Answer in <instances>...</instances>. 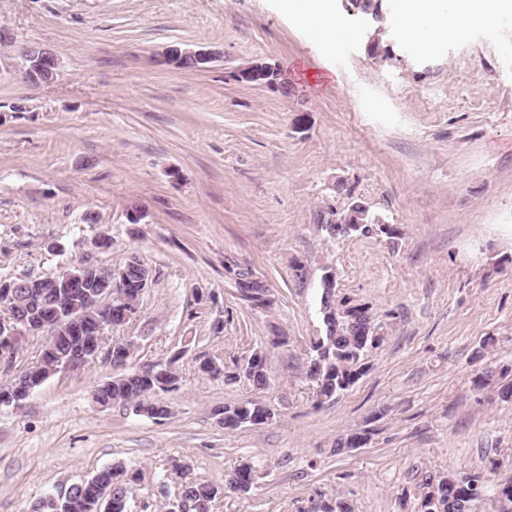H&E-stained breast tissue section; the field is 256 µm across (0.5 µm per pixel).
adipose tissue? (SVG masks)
Masks as SVG:
<instances>
[{"label":"adipose tissue","mask_w":512,"mask_h":512,"mask_svg":"<svg viewBox=\"0 0 512 512\" xmlns=\"http://www.w3.org/2000/svg\"><path fill=\"white\" fill-rule=\"evenodd\" d=\"M289 18L340 53L351 32L325 7L326 0H282ZM512 12V0H397L394 28L407 46L424 50L444 39L463 40L474 26L494 30L498 17Z\"/></svg>","instance_id":"1"}]
</instances>
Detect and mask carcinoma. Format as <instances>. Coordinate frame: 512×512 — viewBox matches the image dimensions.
<instances>
[{
  "instance_id": "obj_1",
  "label": "carcinoma",
  "mask_w": 512,
  "mask_h": 512,
  "mask_svg": "<svg viewBox=\"0 0 512 512\" xmlns=\"http://www.w3.org/2000/svg\"><path fill=\"white\" fill-rule=\"evenodd\" d=\"M351 3L362 14L382 22L381 0H351ZM350 212L345 209L332 214L333 220L323 219L321 229L327 236L340 239L342 235L328 230L331 225L337 226L351 222L357 226L355 236L371 238L376 236L379 225L372 223L367 216H358L349 219ZM77 276L82 271L73 268L52 276H32L30 282L39 285L41 300L32 314L52 324L56 336L51 344L42 346L38 359L27 368V372L40 382H45L59 366L61 360L67 358L74 351L82 348V342L74 337L67 328L64 315L69 311L83 314L85 323L82 335H97L99 318V303L89 294L85 285L63 287V280L67 275ZM240 295L248 305L253 308H266L263 298L264 290L261 286L251 287L241 281L237 282ZM326 310L330 315L338 316L344 320L340 312L349 308L362 316V322L369 324L372 330L368 334L351 332L340 326L336 329L324 326L323 335L312 341V355L306 367L307 377L315 383L316 405L335 400L342 393L352 387L367 371L368 353L377 348L373 342V330L380 329L371 308L365 304H357L349 297L339 293L337 288H331L326 295H320ZM249 358L260 360L259 366L247 383L256 389H265L271 383V371L267 348L254 349ZM199 371L212 378H223L227 381H238L232 371L212 359L200 363ZM178 377L171 365L164 367H145L117 375L109 381L101 383L103 392L112 404L133 410L137 414H144L157 422H161L170 415L169 406L158 399V396L176 389ZM216 422L224 429H238L241 427H257L273 421L275 413L263 403L256 400H246L236 404L220 407L214 412ZM360 436L370 437L362 430L360 432H347L338 438L330 452L336 455L348 452L354 448L351 443H344L348 438ZM256 473L250 462H244L225 475L224 484L217 485L196 478H187L182 484L181 497L185 512H196L194 504L205 502L212 505L214 500L228 490L230 479L237 474L246 479ZM470 486L463 489L457 483L455 474L426 473L421 480V486L430 488L437 486V498L431 500L426 497L421 503L420 512H470L472 503L479 497L490 492H497L512 503V484L491 488L479 472L468 474ZM134 477L127 474L126 468L121 465L105 467L91 477L73 484L66 505L56 503L48 496L38 499L32 505L31 512H97L101 493L112 489V512H125L128 497L132 489ZM311 512H352L347 501L336 496L327 500L320 499L313 502Z\"/></svg>"
}]
</instances>
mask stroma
<instances>
[{
    "instance_id": "stroma-1",
    "label": "stroma",
    "mask_w": 512,
    "mask_h": 512,
    "mask_svg": "<svg viewBox=\"0 0 512 512\" xmlns=\"http://www.w3.org/2000/svg\"><path fill=\"white\" fill-rule=\"evenodd\" d=\"M393 5L382 0L373 53L378 24L331 0L356 34L334 58L280 0H0V278L137 255L156 278L116 335L135 341V366L171 362L180 377L160 423L91 400L114 375L102 355L0 410V512H29L116 461L140 473L126 512H180L173 458L219 485L254 462L250 492L211 512H309L321 494L352 512H419L428 471L512 484V399L499 381L475 384L488 367L512 381V18L419 52L394 33ZM174 43L224 58L178 69L163 57ZM26 46L58 52L53 83L25 78ZM259 61L279 66L287 92L239 79ZM350 195L392 236L327 237L320 211ZM136 206L148 216L133 224ZM101 234L109 248H95ZM228 257L267 282L272 308L241 299ZM328 266L383 340L318 407L305 371ZM277 333L270 388L198 374ZM246 399L275 419L220 428L214 409ZM361 429L366 446L330 454Z\"/></svg>"
}]
</instances>
